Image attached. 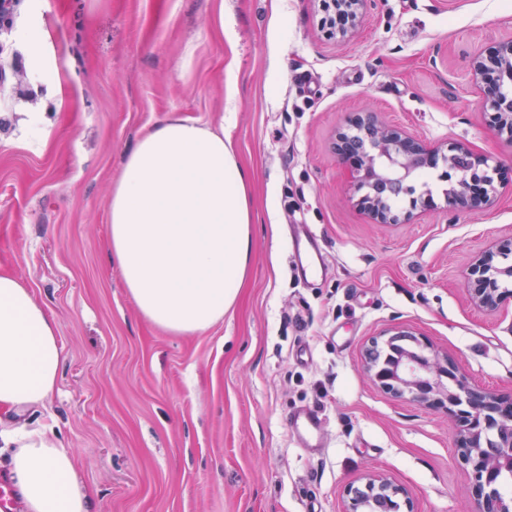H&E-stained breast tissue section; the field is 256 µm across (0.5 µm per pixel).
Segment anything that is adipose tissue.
Returning a JSON list of instances; mask_svg holds the SVG:
<instances>
[{
	"label": "adipose tissue",
	"instance_id": "adipose-tissue-1",
	"mask_svg": "<svg viewBox=\"0 0 512 512\" xmlns=\"http://www.w3.org/2000/svg\"><path fill=\"white\" fill-rule=\"evenodd\" d=\"M251 180L228 136L176 112L127 152L108 202L109 259L146 321L191 336L234 307L253 247ZM61 364L55 318L0 273V409L46 402ZM0 443L26 512H91L70 449L40 430H0Z\"/></svg>",
	"mask_w": 512,
	"mask_h": 512
}]
</instances>
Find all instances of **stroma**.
<instances>
[{
    "instance_id": "stroma-1",
    "label": "stroma",
    "mask_w": 512,
    "mask_h": 512,
    "mask_svg": "<svg viewBox=\"0 0 512 512\" xmlns=\"http://www.w3.org/2000/svg\"><path fill=\"white\" fill-rule=\"evenodd\" d=\"M319 0H16L0 31V273L54 314L56 394L0 429L71 449L93 512H345L369 474L414 512H472L445 410L371 381L372 338L409 330L481 387L512 391V300L477 308L466 272L512 236V185L494 205L435 206L378 224L333 149L362 109L427 143L512 169V146L469 82L512 37V0H371L343 42ZM223 126L252 170L253 252L232 313L180 336L137 311L109 260L107 203L126 151L168 113ZM316 231L323 275L303 279L289 233ZM310 407L321 447L291 428Z\"/></svg>"
}]
</instances>
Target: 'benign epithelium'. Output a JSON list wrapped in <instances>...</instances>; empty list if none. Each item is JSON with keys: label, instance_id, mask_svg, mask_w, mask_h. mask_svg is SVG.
<instances>
[{"label": "benign epithelium", "instance_id": "obj_1", "mask_svg": "<svg viewBox=\"0 0 512 512\" xmlns=\"http://www.w3.org/2000/svg\"><path fill=\"white\" fill-rule=\"evenodd\" d=\"M324 11L339 15L345 24L327 30L328 36H351L359 27L371 0H321ZM472 81L486 104L490 126L512 145V97L504 83L512 82V39L496 43L487 54L474 57ZM348 131L337 135L334 149L360 192L357 205L378 224H397L412 218V211L433 206L429 191L417 193L414 173L421 168L441 169L440 179L450 183L454 195L448 206L476 213L493 203L494 182L512 181V171L490 156L479 155L461 144L443 150L432 147L404 129L385 124L369 110L349 115ZM410 197V210L401 213L387 206L388 199ZM472 302L496 309L512 294L504 285L512 281V237L497 241L467 269ZM411 332L398 331L375 338L366 350L365 367L375 385L395 396L408 394L428 408L445 409L456 418L460 432L455 448L471 469L476 512H512V497L500 488L499 476L512 473V395H503L470 383L446 358L426 351ZM401 499L406 512H414L408 493L380 474L364 487L346 489V512H367L368 501Z\"/></svg>", "mask_w": 512, "mask_h": 512}]
</instances>
